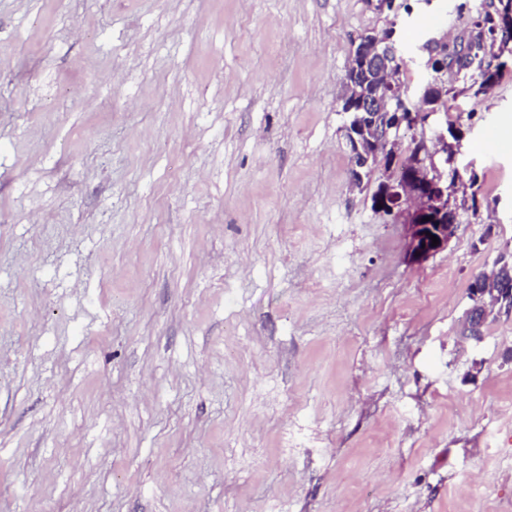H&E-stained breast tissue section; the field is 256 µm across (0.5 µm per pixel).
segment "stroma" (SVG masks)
Instances as JSON below:
<instances>
[{
    "mask_svg": "<svg viewBox=\"0 0 512 512\" xmlns=\"http://www.w3.org/2000/svg\"><path fill=\"white\" fill-rule=\"evenodd\" d=\"M404 2L0 0V512H512V313L460 334L512 55L461 101L480 215L409 265L344 77L392 26L420 90L482 0Z\"/></svg>",
    "mask_w": 512,
    "mask_h": 512,
    "instance_id": "1",
    "label": "stroma"
}]
</instances>
